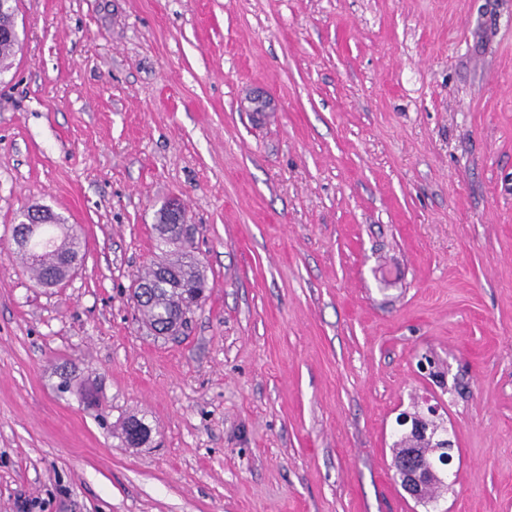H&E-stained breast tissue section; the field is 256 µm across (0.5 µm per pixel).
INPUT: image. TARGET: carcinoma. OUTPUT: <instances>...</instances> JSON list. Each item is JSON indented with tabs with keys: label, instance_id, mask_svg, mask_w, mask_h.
I'll list each match as a JSON object with an SVG mask.
<instances>
[{
	"label": "carcinoma",
	"instance_id": "1",
	"mask_svg": "<svg viewBox=\"0 0 512 512\" xmlns=\"http://www.w3.org/2000/svg\"><path fill=\"white\" fill-rule=\"evenodd\" d=\"M15 27L12 0L0 3V32L8 33ZM28 220L44 224L39 239L19 252L30 259L32 271L39 283L46 287L48 280L63 281L71 272L72 261L82 255L79 238L69 232L62 219L48 211L38 216L27 215ZM178 221L177 214L167 207L158 213L156 249L161 262L150 267L136 280L137 307L143 312L151 329L160 334L169 328L173 331L186 323V316L193 313L204 300L207 288L205 271L194 254L193 247L168 234V225ZM150 427L138 419L128 420L123 427L124 442L131 447L145 444ZM424 454L428 447L402 436L393 445L394 460L409 452Z\"/></svg>",
	"mask_w": 512,
	"mask_h": 512
}]
</instances>
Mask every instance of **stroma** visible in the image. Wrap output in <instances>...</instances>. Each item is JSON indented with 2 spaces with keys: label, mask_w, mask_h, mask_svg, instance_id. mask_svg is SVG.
<instances>
[{
  "label": "stroma",
  "mask_w": 512,
  "mask_h": 512,
  "mask_svg": "<svg viewBox=\"0 0 512 512\" xmlns=\"http://www.w3.org/2000/svg\"><path fill=\"white\" fill-rule=\"evenodd\" d=\"M15 6L0 512H512V0ZM174 197L210 288L163 338L130 293ZM36 204L85 240L55 288L12 238ZM428 399L457 453L424 506L392 445ZM150 427L138 419L128 420L123 427L124 442L131 447L145 444L150 436Z\"/></svg>",
  "instance_id": "35a3bbf8"
}]
</instances>
